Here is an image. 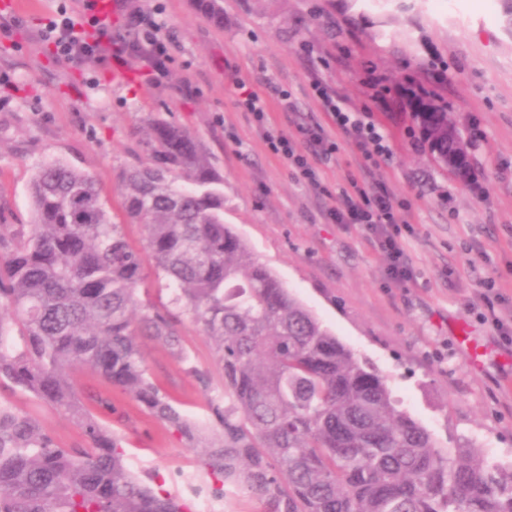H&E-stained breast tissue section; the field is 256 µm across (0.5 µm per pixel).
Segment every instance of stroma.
<instances>
[{
    "label": "stroma",
    "mask_w": 512,
    "mask_h": 512,
    "mask_svg": "<svg viewBox=\"0 0 512 512\" xmlns=\"http://www.w3.org/2000/svg\"><path fill=\"white\" fill-rule=\"evenodd\" d=\"M103 57L71 62L45 34L60 11L83 16V0H0V225L29 232V187L49 160L69 163L103 189L129 243L147 233L126 223L120 174L149 161L152 126L187 129L224 179V221L342 343L386 376L395 399L442 447L474 444L484 459L512 465V343L489 320L512 326V30L502 0H223L216 26L194 0H111ZM168 47L163 75L137 51L145 33ZM370 113L391 153L367 161L350 138L321 164L322 185L299 180L274 154L266 131L333 123L315 86ZM437 93L470 141L477 176L459 183L420 140L409 94ZM291 95L282 101L280 91ZM258 93V125L241 105ZM407 203L403 241L411 275L392 282L388 259L363 227L326 217L349 178ZM494 279V310L480 298ZM188 361L163 343L139 339L151 378L184 415L206 417L195 373L220 385L214 344L183 319ZM79 398L110 395L99 411L144 479L184 492L201 452L95 374L75 369ZM0 402L28 415L62 448L87 444L75 420L5 384Z\"/></svg>",
    "instance_id": "35a3bbf8"
}]
</instances>
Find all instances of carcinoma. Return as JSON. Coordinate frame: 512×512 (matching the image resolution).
<instances>
[{
    "label": "carcinoma",
    "instance_id": "carcinoma-1",
    "mask_svg": "<svg viewBox=\"0 0 512 512\" xmlns=\"http://www.w3.org/2000/svg\"><path fill=\"white\" fill-rule=\"evenodd\" d=\"M224 23L218 0H198ZM412 108L433 158L465 153L429 92ZM155 163L121 181L128 224L147 230L148 257L125 238L89 175L60 161L30 184L33 224L0 230V383L72 416L87 448H58L0 405V512H190L187 500L136 475L119 437L75 397L66 371L92 370L147 412L201 443L214 497L233 488L261 512H512V466L472 445L448 450L397 407L386 377L307 310L224 223V179L193 136L161 122ZM166 283L158 307L140 297L146 260ZM187 316L215 341L221 390L215 430L184 420L151 380L136 341L188 358Z\"/></svg>",
    "mask_w": 512,
    "mask_h": 512
}]
</instances>
